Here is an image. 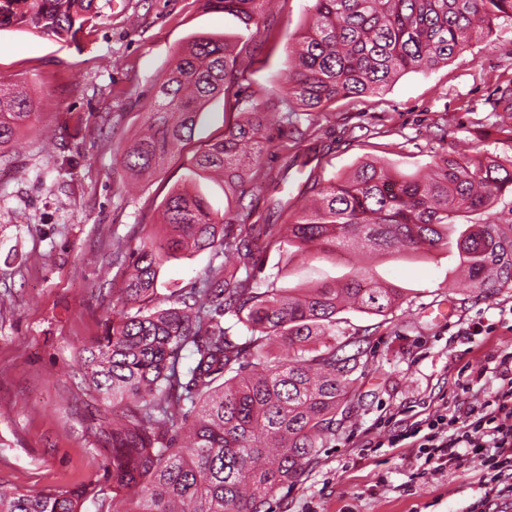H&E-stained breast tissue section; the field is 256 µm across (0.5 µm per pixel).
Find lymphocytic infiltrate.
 Here are the masks:
<instances>
[{
  "label": "lymphocytic infiltrate",
  "mask_w": 512,
  "mask_h": 512,
  "mask_svg": "<svg viewBox=\"0 0 512 512\" xmlns=\"http://www.w3.org/2000/svg\"><path fill=\"white\" fill-rule=\"evenodd\" d=\"M499 366L501 384L493 397L414 422L391 435L389 447L409 442L418 459L435 471L479 463L492 473L489 490H497L500 479L512 473V354L503 356Z\"/></svg>",
  "instance_id": "1"
}]
</instances>
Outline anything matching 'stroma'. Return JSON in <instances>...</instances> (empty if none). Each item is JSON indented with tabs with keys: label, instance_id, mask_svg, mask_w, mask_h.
I'll return each instance as SVG.
<instances>
[{
	"label": "stroma",
	"instance_id": "stroma-1",
	"mask_svg": "<svg viewBox=\"0 0 512 512\" xmlns=\"http://www.w3.org/2000/svg\"><path fill=\"white\" fill-rule=\"evenodd\" d=\"M310 6L280 0L247 27L204 0H112L93 28L68 43L0 31V76L24 87L37 112L19 152L0 163L1 485L34 493L92 482L111 499L110 451L97 434L111 406L89 391L79 354L112 319L125 271L114 243L129 253L158 231L159 205L191 154L173 157L134 193L118 160L144 130L154 87L190 33L247 41L260 60L248 90L272 99L287 82ZM509 96L512 24L504 22L448 65L407 72L380 94L315 113L321 128L338 132L321 175L344 176L368 157L410 174L455 148L511 152L500 133L504 116L492 109ZM214 261L202 251L164 266L159 293L195 287ZM457 262L444 250L383 256L349 249L290 260L282 286L330 282L365 266L405 288L407 300L388 321L343 313L342 331L374 327L370 367L335 442L274 495L270 512H512V490L485 497L479 464L436 473L415 460L414 449L383 445L406 425L479 402L500 384L496 365L512 353V289L471 297L448 278ZM479 319L487 330L465 335ZM477 372L481 381L462 388L465 375Z\"/></svg>",
	"mask_w": 512,
	"mask_h": 512
}]
</instances>
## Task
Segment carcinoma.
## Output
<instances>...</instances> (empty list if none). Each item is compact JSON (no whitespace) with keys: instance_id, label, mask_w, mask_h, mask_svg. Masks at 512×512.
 <instances>
[{"instance_id":"1","label":"carcinoma","mask_w":512,"mask_h":512,"mask_svg":"<svg viewBox=\"0 0 512 512\" xmlns=\"http://www.w3.org/2000/svg\"><path fill=\"white\" fill-rule=\"evenodd\" d=\"M271 0H206L248 26ZM312 21L294 51L277 102L287 160L261 165L265 106L243 103L254 54L229 39L197 35L181 46L156 84L150 133L131 144L121 169L143 176L182 153L197 118L224 100V131L194 150L182 184L161 203L163 234L143 239L119 289L112 322L83 350L80 367L93 392L112 403L98 434L112 445V512H267L336 440L354 384L368 361L371 329L336 335L347 308L387 317L403 289L360 270L334 286L281 288L280 273L259 277L270 251L415 252L452 246L468 288L488 297L512 288V221L490 216L512 191V155L443 154L428 172L405 174L375 159L325 182L318 168L333 150L300 116L339 99L376 95L408 71H430L512 22V0H312ZM96 0H0V30H30L74 41L101 17ZM35 110L30 96L0 84V158H9ZM223 175L235 209L219 213L192 191ZM271 188L264 208L253 180ZM301 179L303 197L286 190ZM211 250L200 285L157 293L167 263ZM186 352L190 364L178 367ZM96 488L29 493L0 485V512H83Z\"/></svg>"}]
</instances>
